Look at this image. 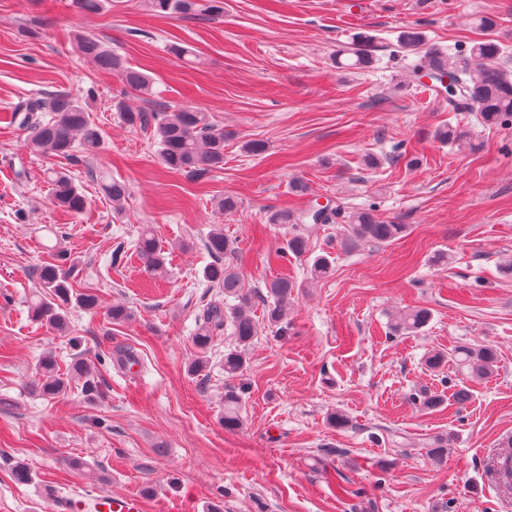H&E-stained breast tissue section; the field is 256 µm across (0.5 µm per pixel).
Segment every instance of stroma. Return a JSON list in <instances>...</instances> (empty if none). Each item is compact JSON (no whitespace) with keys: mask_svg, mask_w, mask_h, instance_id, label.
Masks as SVG:
<instances>
[{"mask_svg":"<svg viewBox=\"0 0 512 512\" xmlns=\"http://www.w3.org/2000/svg\"><path fill=\"white\" fill-rule=\"evenodd\" d=\"M483 15L512 47V0H224L212 18H153L143 0H106L88 15L71 0H0V512H46V481L144 491L146 512L173 501L185 512H512V492L490 469L512 435V125L486 128L443 97L398 89L395 54L411 28L431 43H470ZM359 31L375 38L373 67L337 68V50ZM78 34L150 75L151 97L125 94L118 77L82 58ZM173 42L195 61L169 53ZM61 90L102 128L96 157L36 156L27 131L11 125L16 105ZM119 97L137 110L205 109L225 133L223 168L198 181L166 172L151 131L113 110ZM458 122L470 126L471 145L440 142L437 130ZM253 139L268 153H245ZM397 144L418 167L386 161ZM49 168L83 190L84 213L50 204ZM105 176L129 186L122 211L101 189ZM224 195L238 200L227 215L213 207ZM336 199L354 211L376 205L408 232L348 247L339 225L315 226L311 251L330 254L332 269L313 283L308 260L277 259L284 232L266 213ZM143 224L169 253L165 278H152L134 250ZM218 225L238 243L246 288L277 277L300 285L287 335L263 329L247 352L233 431L222 423L233 338H214L204 375L188 371L195 318L214 295L204 242ZM62 250L75 260L74 289L100 293L97 309L70 306L66 336L28 308L40 291L36 268ZM115 302L131 321L107 319ZM413 307L430 311L427 326L390 334V315ZM484 344L499 353L488 379L426 364L432 352ZM126 347L140 357L132 371L113 357ZM46 354L63 367L77 357L96 365L102 397L88 400L75 384L44 399L33 372ZM459 385L472 395L463 406L450 398ZM419 389L445 400L419 409L410 400ZM335 411L347 426L329 425ZM438 436L450 446L440 462L425 448ZM19 461L30 482L15 480Z\"/></svg>","mask_w":512,"mask_h":512,"instance_id":"obj_1","label":"stroma"}]
</instances>
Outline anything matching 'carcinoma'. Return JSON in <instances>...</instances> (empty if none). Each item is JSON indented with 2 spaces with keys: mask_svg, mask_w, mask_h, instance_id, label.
I'll use <instances>...</instances> for the list:
<instances>
[{
  "mask_svg": "<svg viewBox=\"0 0 512 512\" xmlns=\"http://www.w3.org/2000/svg\"><path fill=\"white\" fill-rule=\"evenodd\" d=\"M147 11L156 17H172L176 14H192L199 10L214 15L223 12L222 0H207L200 5L197 0H146ZM78 50L84 58L98 69L118 77L132 92L141 96L152 93V80L141 70L133 67L127 59L101 40L80 35L76 37ZM374 37L363 32L353 34L349 46L339 56L337 64L347 69H365L373 62ZM399 52L413 56L407 65L409 87H419L443 95L454 112H475L479 121L487 127L512 124V70L500 63L506 53L505 45L492 35H487L470 46L454 49L439 44H429L417 29L402 32L397 39ZM448 74L452 85L435 86L419 83L420 74ZM113 107L120 112L124 122L131 127L152 128L153 138L159 147L162 167L170 173L185 174L199 178L205 173L224 165V130L216 127L207 112L194 107H177L173 110L146 112L133 110L119 99ZM13 122L30 133L27 145L37 154L67 158L79 149L87 155L100 150L104 138L101 128L91 119L84 103L69 92H58L47 99H30L17 105L11 114ZM443 142L460 143L467 139L468 132L448 125L438 131ZM51 184V204L69 214H80L87 208V199L82 190L64 172H48ZM103 191L114 209H119L128 196L125 182L114 179L103 183ZM342 222L343 241L356 243L369 241L389 245L402 238L407 225L384 221L374 207L359 211H347L345 206H325L324 212L313 214V209L299 211L272 210L267 212L266 222L287 228L285 244L276 250L281 260L300 258L309 251V230L313 224ZM206 248L213 262L204 269V277L210 287L224 290V298L209 300L197 317L193 336L199 355L190 364L192 374L200 375L207 367L206 353L215 336L227 329L234 338L233 348L224 352V375L234 381L243 376L246 369V352L255 337L261 332L260 322L283 334L288 305L293 299L297 284L286 278H276L265 283L267 294L257 290L246 291L241 286L240 271L236 264L238 246L236 240L224 235V229L216 228L208 235ZM135 250L152 275L167 274L166 256L150 225L140 228ZM73 264L66 253H59L54 261L37 269L43 293L31 306L32 318L60 335L69 332L67 308L73 301L86 310L98 304L96 290L89 288L72 294L70 269ZM262 306V317L256 318V307ZM132 310L116 303L108 311L114 324H123L132 319ZM431 314L425 308L405 310L391 318L389 329L393 334H412L420 331L430 321ZM468 370L471 378L484 380L491 377L498 363L497 350L492 345L473 349L458 346L452 352H435L427 363L439 369L448 361ZM82 380L81 391L90 400L101 397L100 382L94 369L81 358H76L66 371H61L57 360L51 355L39 359L36 369V384L40 393L50 399L64 394L70 383ZM246 383L230 385L224 391V418L226 430H235L241 425L240 408Z\"/></svg>",
  "mask_w": 512,
  "mask_h": 512,
  "instance_id": "obj_1",
  "label": "carcinoma"
}]
</instances>
